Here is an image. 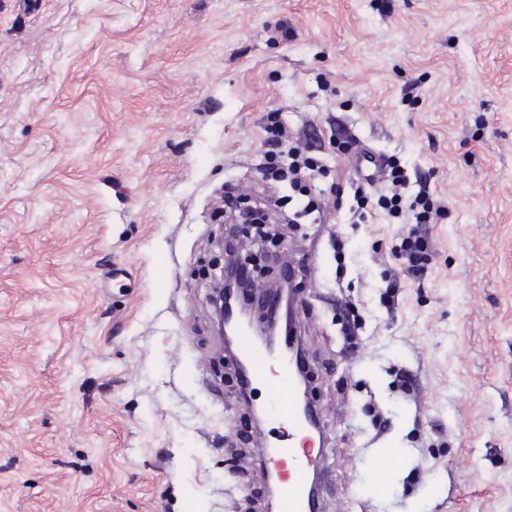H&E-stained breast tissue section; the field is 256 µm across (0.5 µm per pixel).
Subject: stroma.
<instances>
[{"label":"stroma","mask_w":512,"mask_h":512,"mask_svg":"<svg viewBox=\"0 0 512 512\" xmlns=\"http://www.w3.org/2000/svg\"><path fill=\"white\" fill-rule=\"evenodd\" d=\"M271 110L321 222L274 204ZM363 150L445 206L391 309ZM240 183L304 276L327 512H512V0H0V512H271L207 301Z\"/></svg>","instance_id":"obj_1"}]
</instances>
